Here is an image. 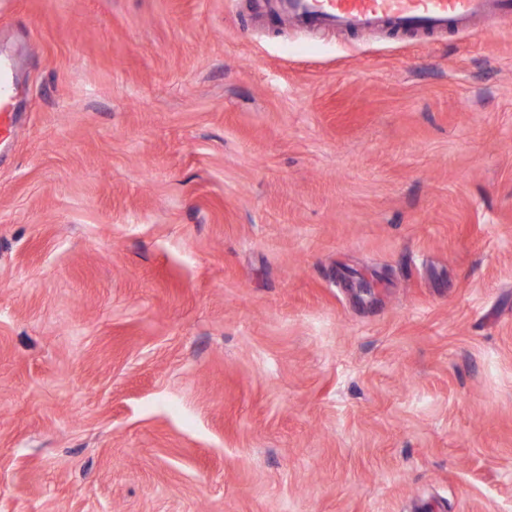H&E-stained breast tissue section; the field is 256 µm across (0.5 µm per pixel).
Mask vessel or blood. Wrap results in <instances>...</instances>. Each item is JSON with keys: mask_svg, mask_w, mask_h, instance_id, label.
<instances>
[{"mask_svg": "<svg viewBox=\"0 0 512 512\" xmlns=\"http://www.w3.org/2000/svg\"><path fill=\"white\" fill-rule=\"evenodd\" d=\"M280 9L302 26L433 35L471 27L489 12L512 13V0H281Z\"/></svg>", "mask_w": 512, "mask_h": 512, "instance_id": "b4317fda", "label": "vessel or blood"}]
</instances>
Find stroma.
<instances>
[{
	"instance_id": "obj_1",
	"label": "stroma",
	"mask_w": 512,
	"mask_h": 512,
	"mask_svg": "<svg viewBox=\"0 0 512 512\" xmlns=\"http://www.w3.org/2000/svg\"><path fill=\"white\" fill-rule=\"evenodd\" d=\"M0 52V512H512V16L0 0ZM288 20L358 32L387 28L409 34L466 29L489 12L512 13L511 0H280ZM13 68L12 60L7 56L0 55V136H10L12 133V120L7 114V107L11 98L16 94V88L12 87L7 81V75ZM2 107V108H1ZM4 114L3 117L2 114Z\"/></svg>"
}]
</instances>
